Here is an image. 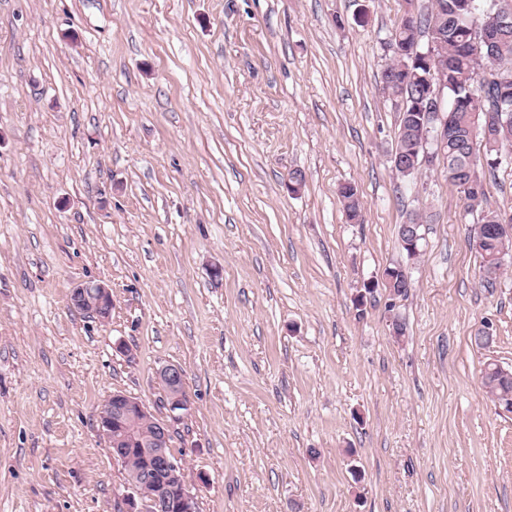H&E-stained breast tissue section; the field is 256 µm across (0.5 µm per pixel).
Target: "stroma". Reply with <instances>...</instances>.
<instances>
[{"mask_svg":"<svg viewBox=\"0 0 512 512\" xmlns=\"http://www.w3.org/2000/svg\"><path fill=\"white\" fill-rule=\"evenodd\" d=\"M402 10L0 0V512H127L100 412L120 391L167 419L168 364L199 512H512V412L481 377L512 368V264L486 287L443 165L393 167ZM88 281L108 319L71 307ZM339 195L342 199L347 219L353 223L360 222L362 214L356 187L351 183L342 184L339 188ZM158 379L169 398L168 409L171 421H180L189 409L183 369L174 364L166 365L159 370Z\"/></svg>","mask_w":512,"mask_h":512,"instance_id":"obj_1","label":"stroma"}]
</instances>
